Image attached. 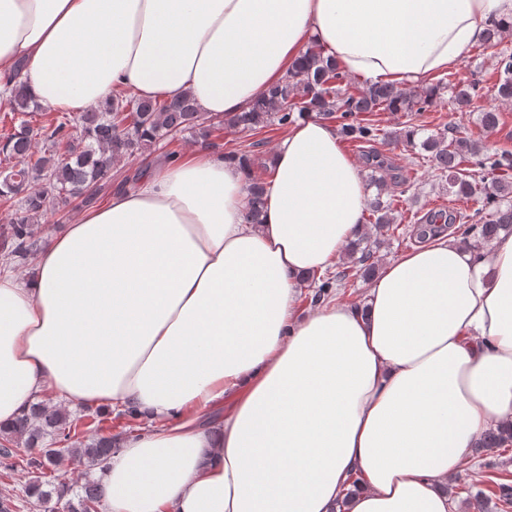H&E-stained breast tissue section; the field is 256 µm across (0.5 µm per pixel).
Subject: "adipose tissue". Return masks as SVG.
<instances>
[{
  "instance_id": "obj_1",
  "label": "adipose tissue",
  "mask_w": 512,
  "mask_h": 512,
  "mask_svg": "<svg viewBox=\"0 0 512 512\" xmlns=\"http://www.w3.org/2000/svg\"><path fill=\"white\" fill-rule=\"evenodd\" d=\"M495 22L512 0H0V104L18 76L50 109L130 87L224 117L310 41L409 88ZM368 196L309 115L273 152L260 223L247 168L203 147L81 212L34 275L0 273V426L45 396L135 408L102 471L108 512H451L442 485L512 426V234L476 249L441 233L365 305L299 310L304 274L366 231Z\"/></svg>"
}]
</instances>
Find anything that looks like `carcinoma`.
Returning a JSON list of instances; mask_svg holds the SVG:
<instances>
[{
    "instance_id": "cac0c4a2",
    "label": "carcinoma",
    "mask_w": 512,
    "mask_h": 512,
    "mask_svg": "<svg viewBox=\"0 0 512 512\" xmlns=\"http://www.w3.org/2000/svg\"><path fill=\"white\" fill-rule=\"evenodd\" d=\"M497 63L496 95L501 101L512 103V54H499ZM445 91L460 109L472 107L480 97L476 83L441 81L425 90L410 92L393 84L354 88L348 74L313 42L298 66L266 95L255 100L247 111L216 124L208 123L210 117L199 112L188 96L167 100L128 98L121 94L91 112L64 117L45 135L47 145L39 151V131L22 119L15 133L0 147L16 160L0 177V203L6 205L22 191H28L24 215L9 228L4 258L19 263L38 249L34 224L42 216L44 202L66 205L79 198L84 205L94 204L112 181L113 158L149 156L161 142L186 131L197 130L207 138L212 130L226 126L241 132H257L271 125L287 126L294 121L296 112H315L339 120L340 134L368 149V156L373 159L379 158L374 144L386 139L419 146L439 172L448 195L479 197L482 207L472 214L452 210L430 213L416 225L417 238L434 236L457 225L464 238L478 248L502 232L512 233V154L491 152L486 145L468 137L448 135L446 129L427 135L424 129L412 125L399 132L383 133L377 125L361 118L366 112L379 111L419 116L430 111ZM11 111L24 115L38 111L35 100L22 85L12 90ZM72 128L80 131L79 137L73 136ZM264 194L265 183L252 182L247 212L252 224L260 223ZM367 211L368 222L378 226L380 237H358L351 241L347 249L348 266L343 270L308 274L306 280L315 285L313 300L320 301L340 291L351 277L365 281L374 276L373 258L384 244L382 236L398 230L394 199L385 197V189L380 186L368 202ZM81 419L82 416L73 417L60 406L38 403L12 428L0 432V467L6 473L20 468L32 474L24 493L33 506L44 507L53 500L64 499L68 512H99L105 499L101 481L87 477L75 491L68 483L47 475L66 458L90 474L102 469L116 452L117 438L110 434L80 439ZM13 440L27 448L26 457L17 458L11 446ZM509 443L512 431L490 427L481 435L476 448L493 450Z\"/></svg>"
}]
</instances>
